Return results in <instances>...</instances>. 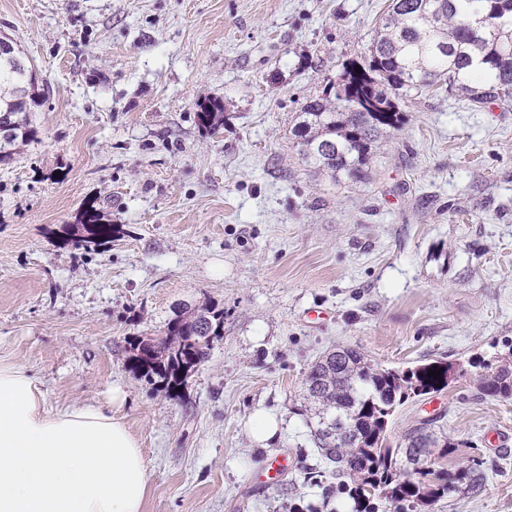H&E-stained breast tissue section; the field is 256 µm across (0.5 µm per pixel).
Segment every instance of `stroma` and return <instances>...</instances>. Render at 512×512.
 <instances>
[{"label":"stroma","mask_w":512,"mask_h":512,"mask_svg":"<svg viewBox=\"0 0 512 512\" xmlns=\"http://www.w3.org/2000/svg\"><path fill=\"white\" fill-rule=\"evenodd\" d=\"M389 3L0 0V35L45 89L35 141L0 164V359L48 408L117 409L148 464L144 512L353 508L340 480L304 478V381L339 347L375 367L453 366L391 435L437 418L453 446L437 468L485 480L415 512H512V397L477 389L512 353V99L397 98L400 126L360 180L295 148L305 101L367 59ZM208 99L224 104L215 134L196 123ZM89 203L111 243L61 245ZM204 304L223 308L224 335L168 395L132 369L128 341ZM262 409L284 426L260 445ZM282 452L294 467L265 486L260 466Z\"/></svg>","instance_id":"obj_1"}]
</instances>
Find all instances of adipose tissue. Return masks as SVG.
<instances>
[{"mask_svg": "<svg viewBox=\"0 0 512 512\" xmlns=\"http://www.w3.org/2000/svg\"><path fill=\"white\" fill-rule=\"evenodd\" d=\"M148 483L121 417L47 408L37 379L0 361V512H144Z\"/></svg>", "mask_w": 512, "mask_h": 512, "instance_id": "ef3b65f1", "label": "adipose tissue"}]
</instances>
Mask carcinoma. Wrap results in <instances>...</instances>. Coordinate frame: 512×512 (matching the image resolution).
I'll return each instance as SVG.
<instances>
[{
	"label": "carcinoma",
	"instance_id": "carcinoma-1",
	"mask_svg": "<svg viewBox=\"0 0 512 512\" xmlns=\"http://www.w3.org/2000/svg\"><path fill=\"white\" fill-rule=\"evenodd\" d=\"M381 35L363 65L347 67L333 96L306 101L294 130L299 154L317 168L358 177L375 144L401 123L398 106L385 92L428 90L441 81L457 88L471 105L512 98V0H390ZM361 72H356V69ZM42 105L29 68L0 62V157L11 161L37 137L31 112ZM198 124L208 133L224 126V106L200 104ZM112 239V225L94 205L67 225L64 243L76 249ZM224 336V310L203 305L166 324L165 339L135 336L129 342L133 369L156 376L171 396L204 363ZM439 373L428 376V370ZM479 389L489 397L512 396V368L484 365ZM451 368L431 361L407 370L373 367L346 347L329 353L308 372L305 385L316 408L311 430L324 474L356 482L355 512H409L431 506L463 485L481 486L474 467L452 474L433 468L432 457L448 455L432 424L408 429L391 445L388 430L396 409L411 397L445 390ZM344 434L336 435V429Z\"/></svg>",
	"mask_w": 512,
	"mask_h": 512
}]
</instances>
